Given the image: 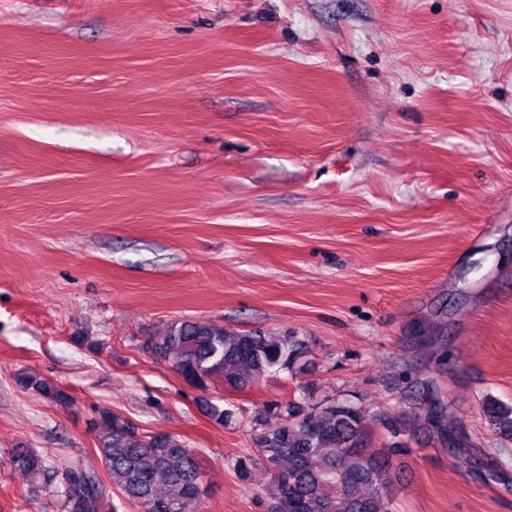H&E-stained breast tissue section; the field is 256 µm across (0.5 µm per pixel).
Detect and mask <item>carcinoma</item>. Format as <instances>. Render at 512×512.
<instances>
[{"mask_svg": "<svg viewBox=\"0 0 512 512\" xmlns=\"http://www.w3.org/2000/svg\"><path fill=\"white\" fill-rule=\"evenodd\" d=\"M143 349L168 363L194 387L242 388L270 372L291 376L307 365L309 348L289 334L234 331L208 321L176 320L165 336L149 337ZM24 389L61 404L69 394L34 373L19 374ZM481 413L488 427L512 442V403L485 396ZM382 424L392 441L371 448L362 410L335 402L307 412L296 400L266 409V424L255 435L257 452L270 475V512H388L391 456L408 448L402 436L409 424L393 413ZM96 448L107 479L70 464H53L28 448L12 462L30 475L35 491L61 500V512H102L119 491L139 512H198L203 493L196 455L170 433L144 434L115 412L100 413Z\"/></svg>", "mask_w": 512, "mask_h": 512, "instance_id": "obj_1", "label": "carcinoma"}]
</instances>
